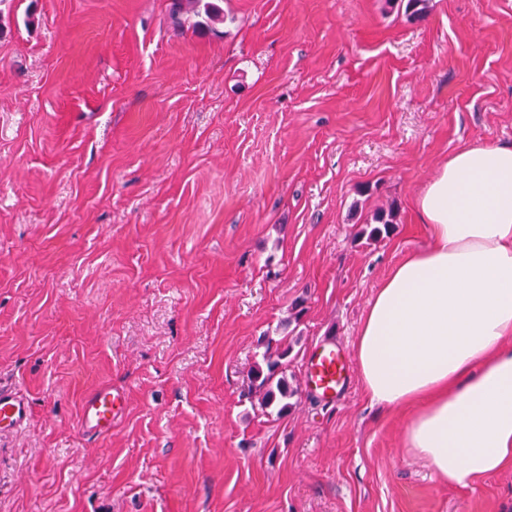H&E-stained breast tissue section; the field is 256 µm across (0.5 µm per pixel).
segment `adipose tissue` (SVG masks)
Segmentation results:
<instances>
[{"label": "adipose tissue", "mask_w": 512, "mask_h": 512, "mask_svg": "<svg viewBox=\"0 0 512 512\" xmlns=\"http://www.w3.org/2000/svg\"><path fill=\"white\" fill-rule=\"evenodd\" d=\"M425 249L393 266L353 344L404 448L465 487L512 464V146L468 144L416 199Z\"/></svg>", "instance_id": "ef3b65f1"}]
</instances>
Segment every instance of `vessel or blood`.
I'll list each match as a JSON object with an SVG mask.
<instances>
[{"label": "vessel or blood", "instance_id": "b4317fda", "mask_svg": "<svg viewBox=\"0 0 512 512\" xmlns=\"http://www.w3.org/2000/svg\"><path fill=\"white\" fill-rule=\"evenodd\" d=\"M354 367L349 355L336 340H326L305 360L303 378L307 392L323 400H336L350 385ZM125 408V397L102 385L86 393L80 403L79 431L87 436L104 437ZM31 416L24 394L0 387V431L22 429Z\"/></svg>", "mask_w": 512, "mask_h": 512}]
</instances>
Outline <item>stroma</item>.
<instances>
[{
  "mask_svg": "<svg viewBox=\"0 0 512 512\" xmlns=\"http://www.w3.org/2000/svg\"><path fill=\"white\" fill-rule=\"evenodd\" d=\"M0 0V512H512V465L451 487L361 383L352 347L428 244L415 200L466 144H512V0ZM396 223L379 240L378 210ZM288 349L285 414L248 387ZM123 392L102 440L82 397ZM202 10L209 21H224V10L210 0H171L170 3L171 16L179 28L184 27L191 14L201 16ZM353 370L351 357L336 340H326L312 350L305 360V389L322 400L334 401L350 385ZM31 416V406L24 394L0 385V431L14 432L22 429Z\"/></svg>",
  "mask_w": 512,
  "mask_h": 512,
  "instance_id": "35a3bbf8",
  "label": "stroma"
}]
</instances>
